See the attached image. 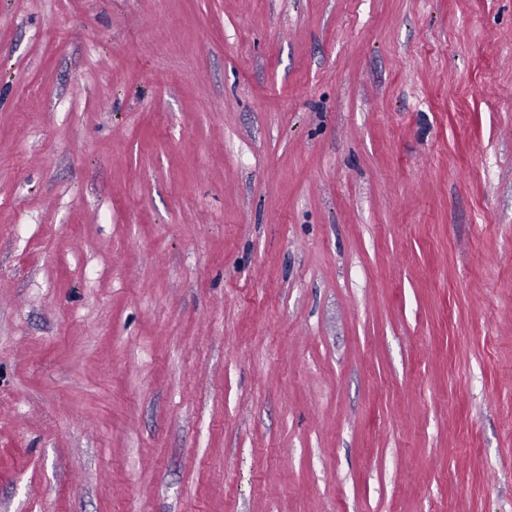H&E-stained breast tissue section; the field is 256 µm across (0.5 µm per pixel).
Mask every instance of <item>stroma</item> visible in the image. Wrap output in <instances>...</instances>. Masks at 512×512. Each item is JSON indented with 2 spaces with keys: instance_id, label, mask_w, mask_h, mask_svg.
<instances>
[{
  "instance_id": "stroma-1",
  "label": "stroma",
  "mask_w": 512,
  "mask_h": 512,
  "mask_svg": "<svg viewBox=\"0 0 512 512\" xmlns=\"http://www.w3.org/2000/svg\"><path fill=\"white\" fill-rule=\"evenodd\" d=\"M0 512H512V0H0Z\"/></svg>"
}]
</instances>
